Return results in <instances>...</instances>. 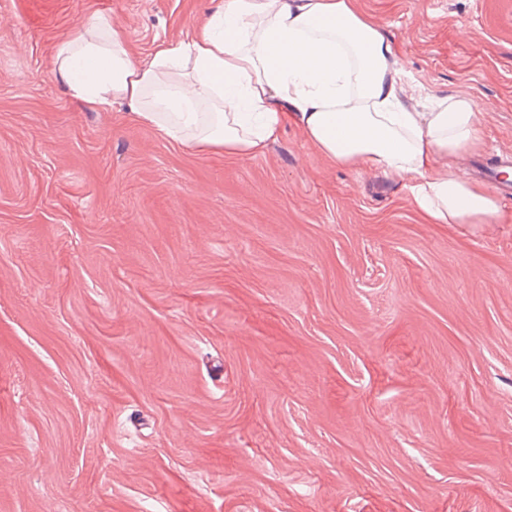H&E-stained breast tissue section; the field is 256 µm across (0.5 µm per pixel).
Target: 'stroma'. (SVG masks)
<instances>
[{"instance_id":"35a3bbf8","label":"stroma","mask_w":512,"mask_h":512,"mask_svg":"<svg viewBox=\"0 0 512 512\" xmlns=\"http://www.w3.org/2000/svg\"><path fill=\"white\" fill-rule=\"evenodd\" d=\"M512 153V0H356ZM211 0H0V512H512V195L429 224L288 126L200 151L50 72Z\"/></svg>"}]
</instances>
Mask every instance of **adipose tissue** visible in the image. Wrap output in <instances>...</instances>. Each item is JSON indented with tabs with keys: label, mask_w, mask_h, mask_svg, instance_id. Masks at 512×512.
Wrapping results in <instances>:
<instances>
[{
	"label": "adipose tissue",
	"mask_w": 512,
	"mask_h": 512,
	"mask_svg": "<svg viewBox=\"0 0 512 512\" xmlns=\"http://www.w3.org/2000/svg\"><path fill=\"white\" fill-rule=\"evenodd\" d=\"M54 73L75 99L124 103L202 150L259 154L292 123L332 164L397 179L429 223L500 217L495 197L452 166L483 145L471 98L417 111L402 60L354 0H219L189 41L142 58L118 21L96 14L58 44Z\"/></svg>",
	"instance_id": "1"
}]
</instances>
